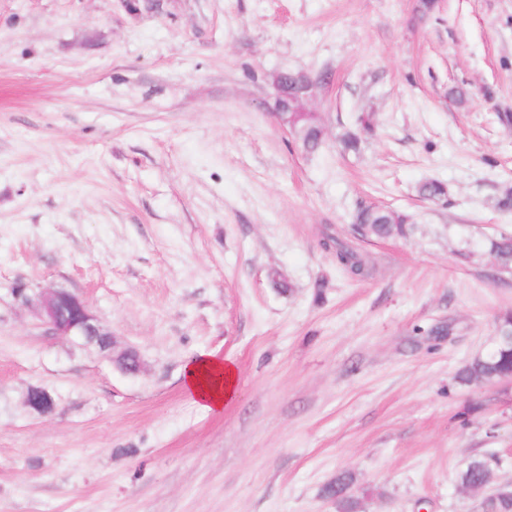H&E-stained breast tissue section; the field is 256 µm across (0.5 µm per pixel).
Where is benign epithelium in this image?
Returning <instances> with one entry per match:
<instances>
[{
	"label": "benign epithelium",
	"instance_id": "7a95c632",
	"mask_svg": "<svg viewBox=\"0 0 512 512\" xmlns=\"http://www.w3.org/2000/svg\"><path fill=\"white\" fill-rule=\"evenodd\" d=\"M24 303L35 307L37 315L54 333L61 336H77L87 345L101 350L116 348L114 336L96 317L87 301L70 291L46 288ZM113 362L125 373L137 374L142 369L139 354L132 348H124L113 355ZM26 404L40 415H49L54 410L51 395L41 389H31Z\"/></svg>",
	"mask_w": 512,
	"mask_h": 512
}]
</instances>
